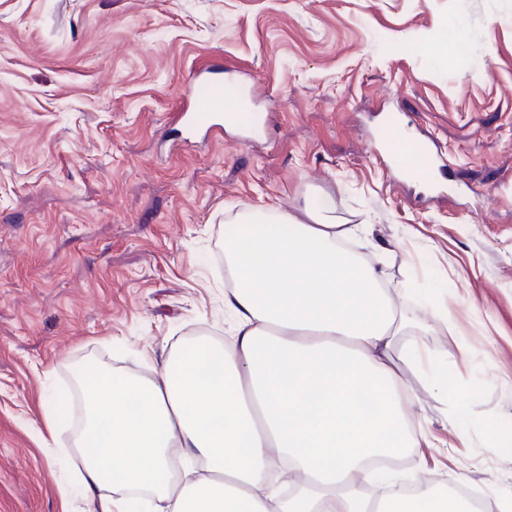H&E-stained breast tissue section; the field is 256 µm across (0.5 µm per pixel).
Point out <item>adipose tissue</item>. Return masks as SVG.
<instances>
[{
    "instance_id": "1",
    "label": "adipose tissue",
    "mask_w": 512,
    "mask_h": 512,
    "mask_svg": "<svg viewBox=\"0 0 512 512\" xmlns=\"http://www.w3.org/2000/svg\"><path fill=\"white\" fill-rule=\"evenodd\" d=\"M335 211L316 192L295 213L235 215L224 343L196 341L148 375L87 370L83 466L62 482L65 502L132 512L108 495L116 483L152 491L154 512H474L425 479L411 494L394 474L385 496L366 490V460L428 440L392 358L419 348L404 346L411 320L377 265L343 247L367 225Z\"/></svg>"
}]
</instances>
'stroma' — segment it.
I'll list each match as a JSON object with an SVG mask.
<instances>
[{
	"instance_id": "obj_1",
	"label": "stroma",
	"mask_w": 512,
	"mask_h": 512,
	"mask_svg": "<svg viewBox=\"0 0 512 512\" xmlns=\"http://www.w3.org/2000/svg\"><path fill=\"white\" fill-rule=\"evenodd\" d=\"M196 72L254 82L255 144L178 147ZM388 114L447 192L375 161ZM315 190L370 225L354 251L387 253L436 356L404 369L432 445L398 474L512 496V0H0V512H62L84 411L59 396L223 341L225 224ZM408 144L410 150L426 162L430 171L431 188L435 187L436 183L432 179L435 171L443 166V159L435 150L433 142L427 138L412 137Z\"/></svg>"
}]
</instances>
